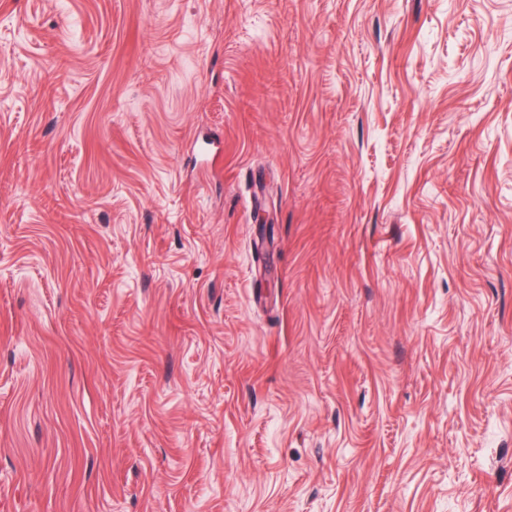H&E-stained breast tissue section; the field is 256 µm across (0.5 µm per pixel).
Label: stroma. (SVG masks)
<instances>
[{"instance_id":"1","label":"stroma","mask_w":512,"mask_h":512,"mask_svg":"<svg viewBox=\"0 0 512 512\" xmlns=\"http://www.w3.org/2000/svg\"><path fill=\"white\" fill-rule=\"evenodd\" d=\"M0 512H512V0H0Z\"/></svg>"}]
</instances>
